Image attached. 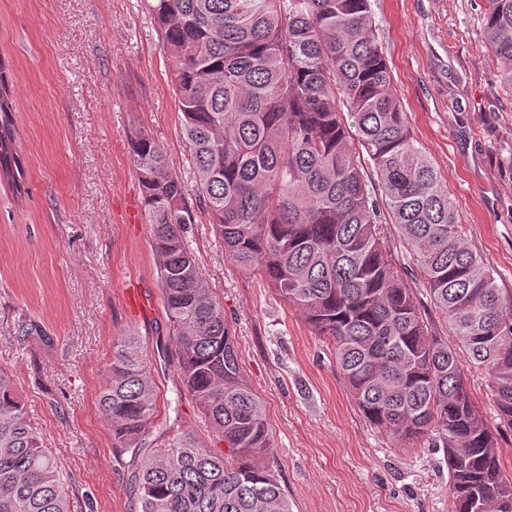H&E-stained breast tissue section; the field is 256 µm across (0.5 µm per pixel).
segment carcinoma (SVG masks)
<instances>
[{"mask_svg":"<svg viewBox=\"0 0 512 512\" xmlns=\"http://www.w3.org/2000/svg\"><path fill=\"white\" fill-rule=\"evenodd\" d=\"M175 66L195 193L225 256L260 272L332 342L359 410L401 447L444 450L449 512H512L496 438L479 419L459 351L489 376L512 428V298L466 243L458 211L416 145L371 18V0H146ZM486 46L512 91V0H487ZM0 61V177L26 193ZM185 391L228 452L189 436L140 457L155 384L121 340L98 406L132 452L138 512H289L262 404L245 381L224 307L183 237L193 210L145 133L132 140ZM377 176L372 184L370 174ZM397 226L454 341L431 326L385 241ZM469 452L461 453L459 449ZM70 485L0 369V512H69Z\"/></svg>","mask_w":512,"mask_h":512,"instance_id":"obj_1","label":"carcinoma"}]
</instances>
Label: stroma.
<instances>
[{
  "label": "stroma",
  "instance_id": "1",
  "mask_svg": "<svg viewBox=\"0 0 512 512\" xmlns=\"http://www.w3.org/2000/svg\"><path fill=\"white\" fill-rule=\"evenodd\" d=\"M485 0H372V20L414 139L438 169L468 246L512 295V93L488 56ZM0 57L26 192L0 188V368L71 482L70 512H137L97 398L112 345L136 337L157 387L145 440L218 441L177 371L131 141L148 133L187 192L174 66L145 0H0ZM184 237L224 307L242 374L273 435L262 464L290 512H448L442 449H399L347 389L328 340L260 274L224 255L209 215ZM37 327L42 341L24 336ZM512 474L487 376L464 369Z\"/></svg>",
  "mask_w": 512,
  "mask_h": 512
}]
</instances>
